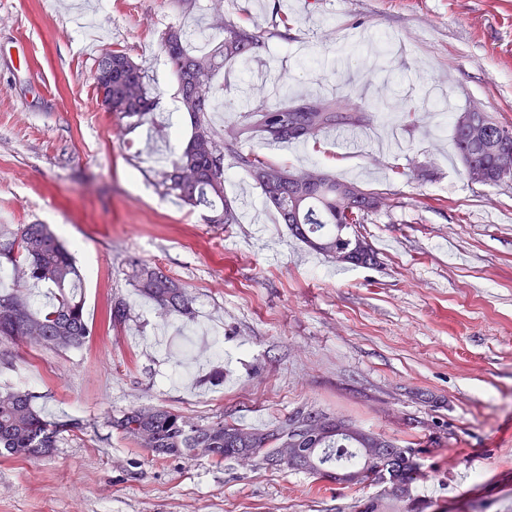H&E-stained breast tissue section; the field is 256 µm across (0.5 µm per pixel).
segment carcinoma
I'll return each instance as SVG.
<instances>
[{
	"label": "carcinoma",
	"instance_id": "cac0c4a2",
	"mask_svg": "<svg viewBox=\"0 0 512 512\" xmlns=\"http://www.w3.org/2000/svg\"><path fill=\"white\" fill-rule=\"evenodd\" d=\"M209 29L221 40L207 50L191 47L193 36L182 27H169L158 35V49L174 69L180 109L187 114L191 133L185 147L175 153L160 173L166 195L191 209L208 212L210 224H236L235 208L224 196L225 160L245 171L273 208L278 223L313 251L334 258L338 249L348 248L358 237L357 226L376 212L373 202L379 193L365 189L361 199L349 206L336 190L349 184L321 167L298 168L272 160L268 155L245 148L258 139L272 145L308 142L327 127H358L367 121L360 111L338 112L337 102L307 99L308 112L296 111L297 104L266 98L239 107V119L228 121L218 132L210 120L219 100L215 77L227 62L245 61L268 39V31L247 26L218 8L210 13ZM112 63V83L94 81L96 97L110 100L108 111L134 127L152 123L157 99L142 68L127 52L112 49L97 61L100 70ZM486 135L493 138L505 127L488 112L477 113ZM452 139L458 157L469 160L490 176L496 175L495 154L489 143L469 139L453 126ZM317 173L320 178L301 191L288 176ZM0 267H9L20 282L43 284L54 289V299L38 309L20 289L0 292V339L19 340L41 348L66 351L81 347L92 335L84 317L81 273L66 245L46 224H0ZM134 286L165 314L189 318L191 300L184 288L165 269L145 262L131 263ZM125 303L117 299L107 311L108 321L120 325L127 319ZM308 408L297 410L281 423L264 430L245 428L224 418L195 424L164 406H138L115 419L116 426L140 448L161 457L203 455L221 464L242 454L256 453L254 462L270 467L285 466L302 471L303 465L288 461V432ZM70 424L43 417L26 391H0V456L25 460L56 447ZM321 462L362 468V444L336 432L321 437Z\"/></svg>",
	"mask_w": 512,
	"mask_h": 512
}]
</instances>
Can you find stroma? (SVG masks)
Listing matches in <instances>:
<instances>
[{
	"instance_id": "35a3bbf8",
	"label": "stroma",
	"mask_w": 512,
	"mask_h": 512,
	"mask_svg": "<svg viewBox=\"0 0 512 512\" xmlns=\"http://www.w3.org/2000/svg\"><path fill=\"white\" fill-rule=\"evenodd\" d=\"M211 3L188 15L175 0H0V224H47L69 243L93 327L62 352L0 340V390L73 425L43 456L0 457V512H354L378 492L156 458L112 425L146 405L255 428L307 406L343 414L417 444L421 512H512V181L471 183L452 142L453 114L475 104L512 125V0H299L283 36L225 65L227 99L318 87L397 138L387 156L325 138L273 154L386 196L359 228L377 261L359 266L292 237L237 168L225 193L238 223L163 196L183 113L155 112L162 137L97 103L91 42L125 50L173 100L157 33L206 28ZM410 106L417 120L402 119ZM132 257L183 284L193 320L136 291ZM117 298L129 317L113 329Z\"/></svg>"
}]
</instances>
